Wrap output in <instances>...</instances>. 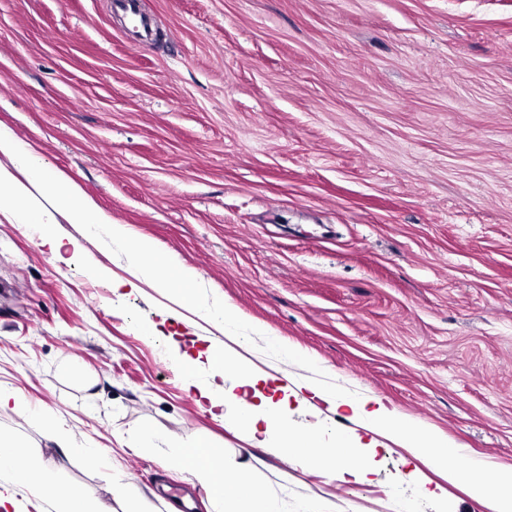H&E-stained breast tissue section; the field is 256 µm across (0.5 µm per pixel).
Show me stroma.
I'll list each match as a JSON object with an SVG mask.
<instances>
[{
    "instance_id": "35a3bbf8",
    "label": "stroma",
    "mask_w": 512,
    "mask_h": 512,
    "mask_svg": "<svg viewBox=\"0 0 512 512\" xmlns=\"http://www.w3.org/2000/svg\"><path fill=\"white\" fill-rule=\"evenodd\" d=\"M160 34L125 37L110 0H0V124L113 221L200 274L236 312L175 320L155 292L114 294L126 246L61 220L0 223V409L49 479L6 512H56L57 489L107 512H214L179 467L207 441L249 464L280 512H483L440 499L373 452L368 483L255 448L187 391L177 353L237 336L248 365L353 395L512 466V0H143ZM108 268L97 277L90 265ZM289 427L358 431L349 409L291 401ZM66 430L73 445L50 437ZM151 441H144L143 431ZM132 491L121 500L112 482ZM40 247L47 248L51 256L59 261H68V258L64 257V254L69 252V247L73 248V254H76L81 250L80 245L73 240L68 239L66 242L62 238L55 236H43L40 237Z\"/></svg>"
}]
</instances>
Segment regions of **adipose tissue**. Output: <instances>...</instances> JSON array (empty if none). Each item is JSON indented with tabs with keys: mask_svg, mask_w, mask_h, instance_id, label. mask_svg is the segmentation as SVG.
<instances>
[{
	"mask_svg": "<svg viewBox=\"0 0 512 512\" xmlns=\"http://www.w3.org/2000/svg\"><path fill=\"white\" fill-rule=\"evenodd\" d=\"M41 189L50 199L49 206L32 202L31 189ZM0 217L12 224H54L66 218L73 224H88L103 229L112 241L126 244V274L112 280L114 290L141 291L143 287L171 292L173 302L206 323L224 325L229 310L215 306L202 293L200 276L194 270L176 267L160 253L154 242L135 236L128 225L114 222L93 199L70 179L49 168L11 130L0 127ZM187 389L195 390L199 400L210 409L233 412L234 426L253 447L273 449L282 459L306 460L309 467L329 471L339 480L367 481L372 472L368 448L386 438L405 448L411 461L405 476L418 480V463L443 470L449 483L467 484L470 496L486 512H512V492L505 495L489 490L477 478L483 463L469 457L462 448L453 447L446 435L390 409L378 397H351L310 381L279 384L307 405L323 404L335 413L348 408L360 432L339 433L330 437L313 430L296 432L287 428L272 431L280 405L264 396L258 387L262 374L251 373L245 379L252 394H238L196 379L195 362L184 360ZM456 455L461 467L449 469V455ZM182 463L193 471L210 501L220 512H276V505L256 483L249 469L226 463L223 449L209 443H195L180 452Z\"/></svg>",
	"mask_w": 512,
	"mask_h": 512,
	"instance_id": "1",
	"label": "adipose tissue"
}]
</instances>
